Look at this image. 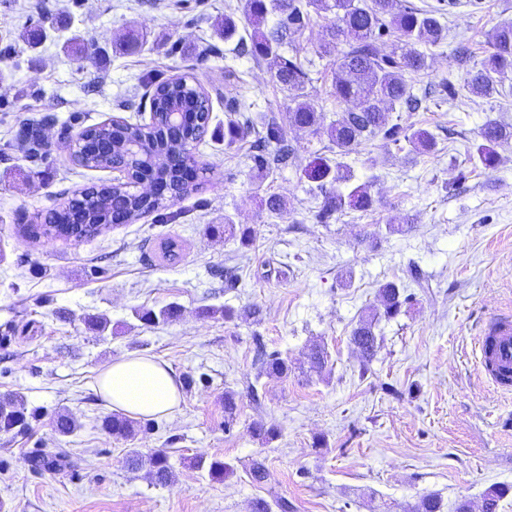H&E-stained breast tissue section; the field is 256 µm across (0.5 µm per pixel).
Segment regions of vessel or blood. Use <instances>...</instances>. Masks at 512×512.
I'll use <instances>...</instances> for the list:
<instances>
[{
	"instance_id": "vessel-or-blood-1",
	"label": "vessel or blood",
	"mask_w": 512,
	"mask_h": 512,
	"mask_svg": "<svg viewBox=\"0 0 512 512\" xmlns=\"http://www.w3.org/2000/svg\"><path fill=\"white\" fill-rule=\"evenodd\" d=\"M484 375L499 389H512V315L499 314L485 321L478 339Z\"/></svg>"
}]
</instances>
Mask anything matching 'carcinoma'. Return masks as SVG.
I'll return each mask as SVG.
<instances>
[{"label":"carcinoma","instance_id":"1","mask_svg":"<svg viewBox=\"0 0 512 512\" xmlns=\"http://www.w3.org/2000/svg\"><path fill=\"white\" fill-rule=\"evenodd\" d=\"M241 14L248 34L237 41V51L256 60L269 59L274 68L272 78L288 91L294 92L283 120L271 117L265 130L253 146L251 160L255 168L265 172L286 167L295 162V150L287 143V128L324 133L335 148V156H317L305 168L307 180L317 184L323 196L319 217L325 222L346 210L367 212L373 208L372 183L354 182L351 167L344 158L359 151L376 138L384 142L405 140L409 153L430 152L437 145L432 132L424 128L410 131L397 124H389L390 113L400 109L417 112L422 100L413 94L405 73H419L427 68V56L422 46H436L447 36L442 16L435 9L405 6L396 9L398 0H240ZM318 14L330 12L333 20L328 28L329 41L322 45L324 54H336L333 94L339 103H352L354 108L344 112L328 128L321 129L317 108L305 92L308 71L296 57L284 58L281 48L288 39L301 33L309 19L308 8ZM277 21L269 23L272 16ZM397 33L401 54L397 57L380 54L377 40L387 29ZM512 80V22L498 24L490 39L488 55L469 73L464 89L471 95L490 98L506 92V81ZM142 82L153 88V123H97L85 124V118L73 114L67 124L82 127L89 137V151L76 158L78 165L89 169H109L125 172L131 181L165 180L170 196H145L126 188V184L84 188L80 197L67 200L59 207L34 217V223L24 226V232L69 240L82 239L100 233L119 221L132 223L143 217L154 216L160 224H172L180 213L171 210L174 201L198 190V184L185 182L182 169L187 167L184 147L198 142L208 130L212 112L211 101L204 90L182 74L160 78L153 74L143 76ZM179 108L181 118L171 124L163 113ZM253 126L251 116L236 114L224 126V142L233 144L244 139ZM482 143L476 158L485 170L495 169L500 162L498 149L512 143V126L498 119H487L481 127ZM224 236L245 242L251 237L247 226L224 221ZM409 300L405 289L395 282L380 286L377 308L371 315L359 320L352 330L350 342L368 365L380 347L377 333L379 316L397 315ZM260 373L285 376L288 361L279 352L258 348ZM238 415L235 394L224 393V425L231 426ZM35 414L28 411L25 399L18 393L0 396V433L13 434L30 426ZM104 423L114 437H133L141 430V423L122 413H111ZM253 436L269 442L279 436L274 424L262 420L251 424ZM126 467L136 472L149 466V475L158 485H169L175 474L170 457L163 451L148 455L137 448L129 449ZM193 467L207 471L209 477L223 479L234 474V467L219 458L196 459ZM509 493L505 486L489 487L483 497L485 510L497 512L499 502ZM252 512H295L294 504L285 497L272 501L259 498L252 503ZM413 512H443V500L437 494L420 498Z\"/></svg>","mask_w":512,"mask_h":512}]
</instances>
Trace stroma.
Segmentation results:
<instances>
[{
  "mask_svg": "<svg viewBox=\"0 0 512 512\" xmlns=\"http://www.w3.org/2000/svg\"><path fill=\"white\" fill-rule=\"evenodd\" d=\"M195 2L0 0V394L21 393L37 414L27 432L0 434V502L9 512H251L253 500L282 496L296 512H409L435 493L445 512L463 501L481 512L486 489L503 485L509 492L497 512H512V391L496 388L476 355L484 322L512 313V144L495 170L473 161L486 117L512 125V94L452 102L431 94L420 111L393 113L401 126L428 128L436 152L416 156L379 140L363 146L347 162L372 180L373 209L323 223L322 195L302 170L329 152L328 138L289 129L295 165L270 175L254 167L251 144L265 116L286 112L290 95L268 61L230 53L224 18L238 16L239 0H203L199 10ZM38 11L48 25L28 22ZM511 20L512 0H457L443 17L447 40L408 82L463 86L457 45L482 59L492 29ZM328 21L310 15L281 50L309 63L306 90L325 127L343 111L332 94L336 58L320 52ZM74 36L98 41L97 63L80 64ZM149 72L192 76L212 104L196 147L208 171L198 192L176 202L180 222L147 217L80 240L27 238L22 227L36 213L76 190L123 180L76 165L61 130L74 113L92 124L149 122L139 107ZM232 109L254 123L247 139L228 146ZM27 123L49 141V164L20 149ZM272 194L287 202L281 214L264 204ZM228 217L252 227L249 246L210 234ZM389 224L404 233H386ZM412 267L428 288L381 320V345L362 365L352 329L375 306L379 285L410 284ZM170 305L180 314L165 323L134 315ZM224 306L234 319L201 314ZM254 306L261 321L246 315ZM92 315L107 317L108 328L92 329ZM260 344L287 358L288 376L259 374ZM315 345L327 353L319 372L307 363ZM135 356L199 381L171 415L116 438L103 426L111 409L96 383L107 365ZM228 391L239 408L229 428ZM60 412L76 421L73 434L56 432ZM260 418L278 426V439L253 437ZM131 448L166 451L173 484L129 471ZM33 452L66 465L31 470ZM196 457L223 458L235 472L209 479L190 467ZM256 458L267 467L258 486L246 473Z\"/></svg>",
  "mask_w": 512,
  "mask_h": 512,
  "instance_id": "obj_1",
  "label": "stroma"
}]
</instances>
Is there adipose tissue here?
<instances>
[{
  "instance_id": "ef3b65f1",
  "label": "adipose tissue",
  "mask_w": 512,
  "mask_h": 512,
  "mask_svg": "<svg viewBox=\"0 0 512 512\" xmlns=\"http://www.w3.org/2000/svg\"><path fill=\"white\" fill-rule=\"evenodd\" d=\"M98 392L108 406L147 418L172 413L180 401L172 370L149 357L109 364L99 376Z\"/></svg>"
}]
</instances>
